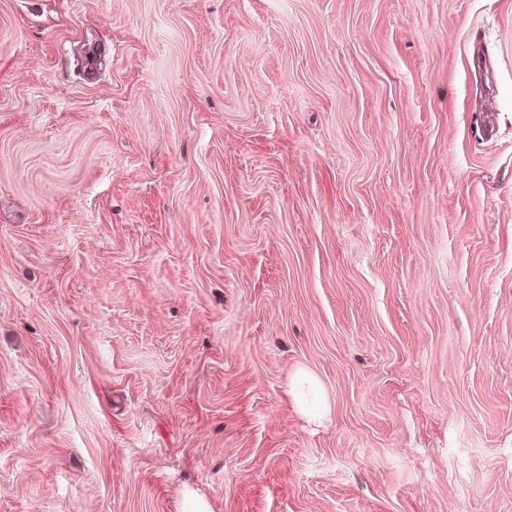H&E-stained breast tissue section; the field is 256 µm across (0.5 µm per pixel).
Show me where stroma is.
<instances>
[{"label":"stroma","mask_w":512,"mask_h":512,"mask_svg":"<svg viewBox=\"0 0 512 512\" xmlns=\"http://www.w3.org/2000/svg\"><path fill=\"white\" fill-rule=\"evenodd\" d=\"M191 502L512 512V0H0V512ZM289 388L304 412H308L310 400L320 403L323 410L326 408L318 382L305 371L291 377Z\"/></svg>","instance_id":"obj_1"}]
</instances>
